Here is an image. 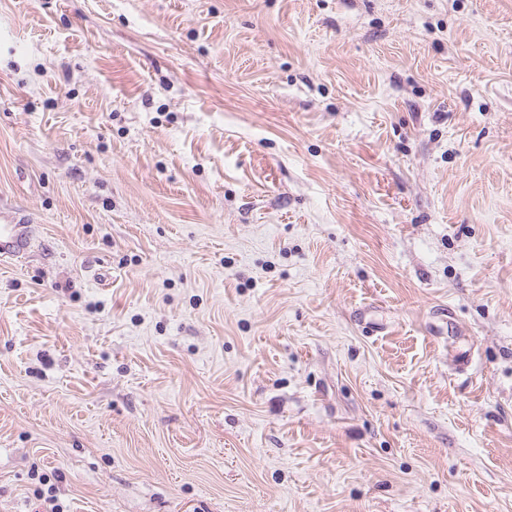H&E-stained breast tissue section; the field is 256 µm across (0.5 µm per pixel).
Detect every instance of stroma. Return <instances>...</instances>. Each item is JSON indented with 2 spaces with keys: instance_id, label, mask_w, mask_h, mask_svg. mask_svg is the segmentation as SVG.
Instances as JSON below:
<instances>
[{
  "instance_id": "stroma-1",
  "label": "stroma",
  "mask_w": 512,
  "mask_h": 512,
  "mask_svg": "<svg viewBox=\"0 0 512 512\" xmlns=\"http://www.w3.org/2000/svg\"><path fill=\"white\" fill-rule=\"evenodd\" d=\"M0 512H512V0H0ZM29 226L24 224L0 225V257L10 258L29 248Z\"/></svg>"
}]
</instances>
